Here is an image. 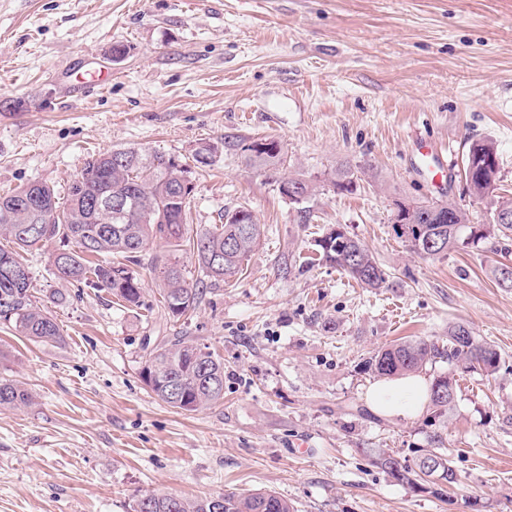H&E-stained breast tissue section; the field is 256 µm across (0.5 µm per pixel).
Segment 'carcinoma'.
Here are the masks:
<instances>
[{
    "label": "carcinoma",
    "mask_w": 512,
    "mask_h": 512,
    "mask_svg": "<svg viewBox=\"0 0 512 512\" xmlns=\"http://www.w3.org/2000/svg\"><path fill=\"white\" fill-rule=\"evenodd\" d=\"M224 150L239 155L243 163L278 185L300 190L303 198L314 195L317 186L299 175L283 172V148L275 139L256 149V143L238 135H226ZM494 149L474 142L467 155L471 161L465 175L470 194L482 200L498 179ZM357 176L348 166L336 168L334 188L351 191ZM194 186L185 165L172 157L150 154L140 148L119 147L89 156L78 177L60 202L54 187L40 182L0 195V239L12 244L0 247V323L34 343H61L63 334L40 298L35 296L32 275L21 253L45 242L59 240L65 248L55 253V275L64 281L88 282L117 297L128 308L141 306L142 288L133 266L139 255H149L150 266L162 284L161 303L168 316L180 318L196 308L208 286H217L241 271L243 261L259 245L262 225L243 206L224 213V223L195 229L190 224ZM438 202L415 204L411 224H395L397 237L423 258L431 257L423 244L440 237L442 253L465 249L490 237H512V220L487 224L470 223L468 213L451 201L437 209ZM49 213H44V209ZM447 216L435 223L423 218L434 211ZM165 250L149 253L154 243ZM318 261L330 265L365 288H383L387 274L368 248L342 227H333L315 240ZM198 267L199 278L187 280L181 254ZM445 362L463 365L487 376L502 363L494 345L481 342L463 323L448 327V339L416 338L395 343L367 361L377 376L417 372L427 364ZM143 365L151 376L141 375L159 400L174 409L197 411L224 399V359L205 344L186 336H173L149 351ZM455 381L437 376L430 402L433 417L443 418L452 409ZM33 404L31 394L16 381L0 378V408ZM375 463L399 485L417 493L442 495L443 487L455 483L456 471L438 448H427L413 460L378 451ZM216 497L198 499L172 494H149L136 501L133 512H295L287 499L259 492L227 496L220 505Z\"/></svg>",
    "instance_id": "1"
}]
</instances>
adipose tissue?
<instances>
[{
  "label": "adipose tissue",
  "mask_w": 512,
  "mask_h": 512,
  "mask_svg": "<svg viewBox=\"0 0 512 512\" xmlns=\"http://www.w3.org/2000/svg\"><path fill=\"white\" fill-rule=\"evenodd\" d=\"M366 400L375 413L386 419L413 418L428 403V381L417 374L383 378L370 386Z\"/></svg>",
  "instance_id": "1"
}]
</instances>
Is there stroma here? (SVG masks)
<instances>
[{"instance_id": "stroma-1", "label": "stroma", "mask_w": 512, "mask_h": 512, "mask_svg": "<svg viewBox=\"0 0 512 512\" xmlns=\"http://www.w3.org/2000/svg\"><path fill=\"white\" fill-rule=\"evenodd\" d=\"M103 65L112 81L101 88L84 72ZM227 134L280 141L286 173L321 185L309 219L221 151ZM425 139L446 150L445 187L417 152ZM476 140L499 165L481 200L462 178ZM204 142L218 151L199 167ZM115 147L187 165L194 224L245 206L265 235L241 275L177 320L148 264L137 268L143 304L130 310L60 281L56 243L28 252L64 340L34 344L0 327V377L35 397L0 408V512H132L148 493L264 490L296 512H512V290L491 273L512 251L488 240L423 258L392 230L398 200L449 199L476 224L512 202V0H0V193L33 181L66 192L89 155ZM343 164L358 172L350 192L330 184ZM335 224L377 256L387 287L304 265ZM456 322L504 366L493 378L423 369L457 383L441 430L457 480L435 497L375 465L380 449L411 460L430 447L432 412L373 414L364 364ZM171 336L223 357V401L188 413L145 386V354Z\"/></svg>"}]
</instances>
